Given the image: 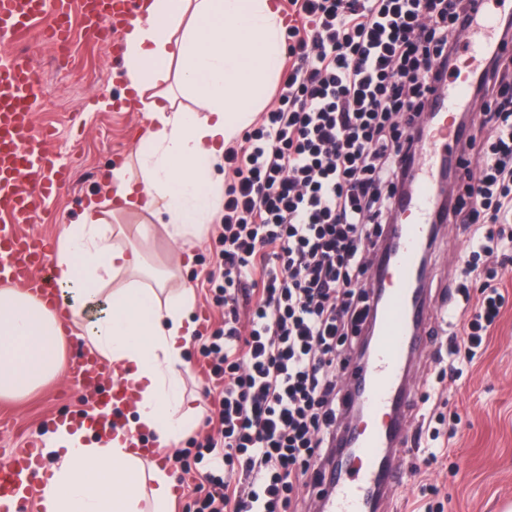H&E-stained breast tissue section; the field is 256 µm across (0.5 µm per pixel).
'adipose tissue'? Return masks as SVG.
I'll list each match as a JSON object with an SVG mask.
<instances>
[{
  "label": "adipose tissue",
  "instance_id": "1",
  "mask_svg": "<svg viewBox=\"0 0 512 512\" xmlns=\"http://www.w3.org/2000/svg\"><path fill=\"white\" fill-rule=\"evenodd\" d=\"M286 25L278 0H144L124 35L126 87L142 99L135 162L103 185L114 206L89 199L64 225L55 252L63 311L0 287V398L21 399L59 378L69 333L112 364L134 395L108 437L61 426L46 437L55 459L38 512H167L174 483L145 468L132 446L144 432L166 442L193 412L182 377L196 331L190 284L147 262L138 239L157 219L176 242L201 237L224 213V150L250 124L278 74ZM192 100L177 106V97ZM139 216L136 225L126 215Z\"/></svg>",
  "mask_w": 512,
  "mask_h": 512
}]
</instances>
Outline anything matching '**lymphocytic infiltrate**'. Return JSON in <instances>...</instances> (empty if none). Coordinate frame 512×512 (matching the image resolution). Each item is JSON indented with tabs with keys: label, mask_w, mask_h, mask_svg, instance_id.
<instances>
[{
	"label": "lymphocytic infiltrate",
	"mask_w": 512,
	"mask_h": 512,
	"mask_svg": "<svg viewBox=\"0 0 512 512\" xmlns=\"http://www.w3.org/2000/svg\"><path fill=\"white\" fill-rule=\"evenodd\" d=\"M478 0H301L288 29L278 105L224 151L235 180L224 193V324L204 346L214 385L196 444L205 472L194 512H298L299 486L316 487L342 418L341 374L373 320L368 253L386 250L392 216L428 129L431 96L458 70ZM475 87L459 141L458 188L444 217L475 225L459 258L466 304L459 329L437 344L436 385L420 401L414 443L456 436L447 377L487 344L512 263V13ZM248 481L232 486L230 473Z\"/></svg>",
	"instance_id": "1"
}]
</instances>
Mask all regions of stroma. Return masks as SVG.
Returning <instances> with one entry per match:
<instances>
[{"label":"stroma","instance_id":"stroma-1","mask_svg":"<svg viewBox=\"0 0 512 512\" xmlns=\"http://www.w3.org/2000/svg\"><path fill=\"white\" fill-rule=\"evenodd\" d=\"M13 46L27 50L39 66L48 103L36 106L34 122L53 128L48 149L58 163L72 168L69 193L43 201L40 214L25 226L33 235L54 240L63 225L78 220L83 202L97 193L108 169L134 155L143 115L133 109L113 112L94 107L104 96L120 98L125 89L119 76L122 60L113 55L111 41L80 40L69 64L61 68L53 62L50 44L18 39ZM220 232L219 225H210L207 236L187 253L158 226L146 247L155 262L185 265L184 276L194 287L199 332L184 374L185 395L195 410L194 426L162 454L170 475L182 481L169 512H187L195 500V482L181 472L183 452L193 442L206 441L212 432L205 421L210 383L201 367L206 362L204 335L224 323V311L214 304L207 281L218 267ZM471 233L467 225L450 224L438 239L431 262V330L438 332L444 326L441 314L457 286L456 261ZM502 286L506 304L486 351L464 365L459 381L447 385L448 407L461 414L462 428L455 438L434 441L431 449L412 450L396 458V466L406 471L407 478L389 493L385 512H419L422 490L430 485L446 496L445 512H506L512 505V268L505 271ZM92 403V397L64 377L25 398L0 399V456L24 448L28 439L42 434L48 415L64 417ZM431 451L438 461L429 465L425 458Z\"/></svg>","mask_w":512,"mask_h":512}]
</instances>
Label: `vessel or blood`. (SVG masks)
<instances>
[{"instance_id":"b4317fda","label":"vessel or blood","mask_w":512,"mask_h":512,"mask_svg":"<svg viewBox=\"0 0 512 512\" xmlns=\"http://www.w3.org/2000/svg\"><path fill=\"white\" fill-rule=\"evenodd\" d=\"M483 2L477 27L464 33L466 65L450 76L435 99L429 123L436 132L433 147L417 161L413 190L400 204L401 212L413 221L394 225L393 247L377 257V334L367 358L352 361L346 369L349 408L359 416L351 428L337 434L336 465L322 474L327 512H382L387 492L404 479L391 459L404 453L407 445L409 409L414 402L409 377L415 355L429 342L422 257L438 220L436 187L443 162L456 146V118L470 103L504 8L502 0ZM137 9L138 0H0V42L9 44L34 31L39 39L67 45L73 38L72 16L77 13L85 36L96 39L110 32L118 51ZM41 94L30 56L1 53L0 285L24 287L59 308L62 291L44 276L53 243L23 229L39 204L63 191L70 180L47 149L48 131L36 128L32 121ZM68 374L82 391L110 381L112 394L99 402L96 428L104 435L114 431L121 418L111 411L110 403L128 399L129 390L114 379L111 365L80 345L69 362ZM43 449L42 438H33L25 448L0 460V512H23L36 486L46 479Z\"/></svg>"}]
</instances>
